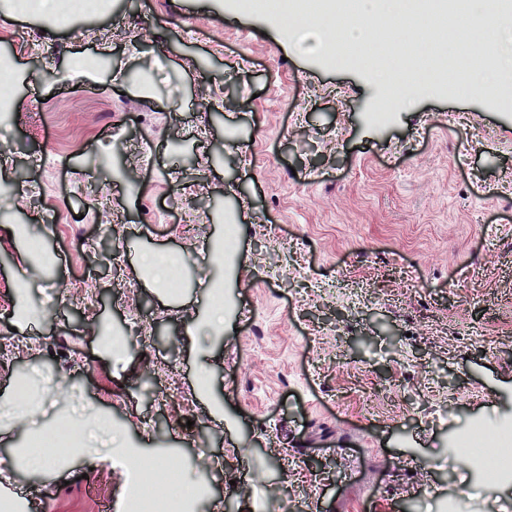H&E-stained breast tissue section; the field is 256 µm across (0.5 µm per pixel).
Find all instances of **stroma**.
Returning a JSON list of instances; mask_svg holds the SVG:
<instances>
[{
  "label": "stroma",
  "mask_w": 512,
  "mask_h": 512,
  "mask_svg": "<svg viewBox=\"0 0 512 512\" xmlns=\"http://www.w3.org/2000/svg\"><path fill=\"white\" fill-rule=\"evenodd\" d=\"M228 2L107 0L54 20L0 0V53L16 65L0 340L25 342L0 353V456L25 427L93 412L145 454L208 473L198 512H307L310 499L319 512H434L472 481L449 441L512 419V106L444 88L367 124L369 65L319 61ZM81 55L106 65L86 77L70 65ZM104 221L119 233L112 257ZM228 221L222 269L211 249ZM13 224L54 258L64 295L35 323L13 311ZM157 249L187 261L177 291L141 264ZM214 279L232 307L210 339ZM107 323L159 336L117 367L98 339ZM23 374L58 386L25 426L7 407ZM68 467L12 479L47 494L44 512H123L116 461Z\"/></svg>",
  "instance_id": "1"
}]
</instances>
